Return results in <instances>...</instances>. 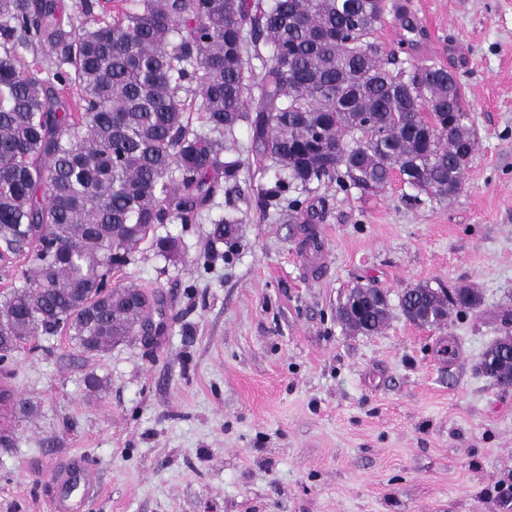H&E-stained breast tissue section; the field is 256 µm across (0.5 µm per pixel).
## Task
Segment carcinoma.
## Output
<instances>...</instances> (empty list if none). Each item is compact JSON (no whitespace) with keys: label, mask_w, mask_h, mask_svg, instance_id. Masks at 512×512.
<instances>
[{"label":"carcinoma","mask_w":512,"mask_h":512,"mask_svg":"<svg viewBox=\"0 0 512 512\" xmlns=\"http://www.w3.org/2000/svg\"><path fill=\"white\" fill-rule=\"evenodd\" d=\"M0 0V352L66 334L99 352L147 334L156 294L112 277L143 243L176 259L165 224H197L235 181L224 139L242 121L274 198L313 183L382 188L397 173L446 200L477 147L459 84L422 62L388 67L375 38L386 0ZM258 60L260 66L253 65ZM302 224L319 219L297 198ZM238 219L213 222L211 243ZM356 284L337 307L364 335L389 304ZM473 288L404 289L407 319L474 311ZM480 366L512 367L493 344Z\"/></svg>","instance_id":"obj_1"}]
</instances>
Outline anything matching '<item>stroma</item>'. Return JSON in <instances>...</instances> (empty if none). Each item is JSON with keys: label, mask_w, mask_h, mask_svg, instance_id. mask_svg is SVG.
Listing matches in <instances>:
<instances>
[{"label": "stroma", "mask_w": 512, "mask_h": 512, "mask_svg": "<svg viewBox=\"0 0 512 512\" xmlns=\"http://www.w3.org/2000/svg\"><path fill=\"white\" fill-rule=\"evenodd\" d=\"M400 2L375 37L404 68L457 75L478 137L461 191L417 202L396 178L268 200L276 170L240 125L235 243L214 257L209 221L169 224L180 258L143 244L120 278L162 294L156 334L17 352L8 384L37 411L0 414V512H52L73 461L95 480L73 494L83 512H512V390L476 370L512 335V0ZM405 18L433 40L404 42ZM297 197L322 211L315 242L289 217ZM358 283L388 298L380 333L338 319ZM417 284H466L483 304L419 327L398 307Z\"/></svg>", "instance_id": "35a3bbf8"}]
</instances>
